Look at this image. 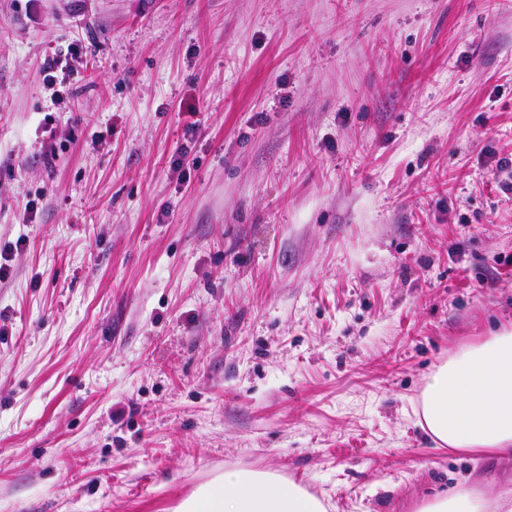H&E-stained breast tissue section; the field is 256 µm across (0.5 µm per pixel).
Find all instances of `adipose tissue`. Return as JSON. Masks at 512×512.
Masks as SVG:
<instances>
[{
  "label": "adipose tissue",
  "instance_id": "adipose-tissue-1",
  "mask_svg": "<svg viewBox=\"0 0 512 512\" xmlns=\"http://www.w3.org/2000/svg\"><path fill=\"white\" fill-rule=\"evenodd\" d=\"M422 427L439 448L512 453V330L460 348L427 378ZM176 512H326L293 482L259 470L228 469L201 485ZM417 512H512V492L488 497L459 481Z\"/></svg>",
  "mask_w": 512,
  "mask_h": 512
}]
</instances>
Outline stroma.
Segmentation results:
<instances>
[{"instance_id": "1", "label": "stroma", "mask_w": 512, "mask_h": 512, "mask_svg": "<svg viewBox=\"0 0 512 512\" xmlns=\"http://www.w3.org/2000/svg\"><path fill=\"white\" fill-rule=\"evenodd\" d=\"M502 158L512 0H0V512L512 488L414 415L512 325ZM175 512H326L293 482L259 470L228 469L201 485Z\"/></svg>"}]
</instances>
